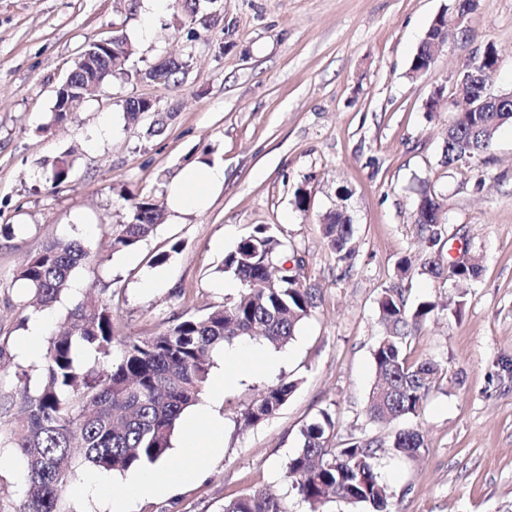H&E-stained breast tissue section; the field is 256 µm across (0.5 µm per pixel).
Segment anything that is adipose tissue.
Listing matches in <instances>:
<instances>
[{
    "label": "adipose tissue",
    "mask_w": 512,
    "mask_h": 512,
    "mask_svg": "<svg viewBox=\"0 0 512 512\" xmlns=\"http://www.w3.org/2000/svg\"><path fill=\"white\" fill-rule=\"evenodd\" d=\"M224 184V167L220 164L186 168L169 186L167 205L173 215L206 210L215 190ZM205 409H198L185 419V434L175 466L160 465L132 476L123 495L111 498L112 512H131L135 502L148 497L167 495L195 480L206 468V460L222 447L223 435L217 427L201 432L200 421Z\"/></svg>",
    "instance_id": "1"
}]
</instances>
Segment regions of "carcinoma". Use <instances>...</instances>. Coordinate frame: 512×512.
<instances>
[{
	"label": "carcinoma",
	"mask_w": 512,
	"mask_h": 512,
	"mask_svg": "<svg viewBox=\"0 0 512 512\" xmlns=\"http://www.w3.org/2000/svg\"><path fill=\"white\" fill-rule=\"evenodd\" d=\"M133 46L118 35L104 48L91 42L79 52L74 67L82 79L101 88L111 78L130 74L128 64L111 66L112 56L130 59ZM182 64L170 60L137 73L143 79L167 80ZM488 112H458L448 128V164L467 153L490 159L498 129L512 123V112L488 105ZM72 162L62 157L52 170V183L68 179ZM415 212L419 240L436 246L443 228L433 223L441 208L436 194L425 188ZM126 224L110 227L112 252L136 249L154 233L164 210L150 196L128 199ZM322 230L339 259L353 256L354 235L350 216L329 211L322 216ZM284 244L266 226H258L224 258V272L240 285L238 294L225 299L202 316L178 320L149 336H119L112 319V289H100L105 298L97 304L76 302L66 316L67 326L51 335L39 365L40 380L30 389L29 375L21 400L14 404L16 421L6 442L16 449L26 472L24 512H66L64 493L75 465L81 462L106 472H125L164 458L171 436L184 411L197 402L209 380L213 355L242 336H261L282 347L295 337L299 325L317 307V290L303 285L299 275L288 274L282 261ZM91 252L80 242L61 239L35 253L17 272V279L34 293L39 308L51 307L71 290L74 271L87 265ZM421 274L445 279L461 288L477 278V266L444 263L441 253L423 256ZM438 310L432 300L407 304L403 289L394 285L378 299V318L385 329L373 350L376 382L367 400L374 421L416 417L426 393L436 380L440 365L434 361L410 363L411 338ZM96 353L93 364L80 362L78 352ZM295 384L281 381L265 389L243 413L246 425L275 414L291 396ZM335 419L326 410L300 431L299 446L288 461L287 477L298 494L319 512L332 498L347 504H364L371 512H397L388 486L376 469L373 439L355 440L345 448L330 446ZM388 447L413 457L423 447L420 433L401 429ZM224 512H287L279 498L247 492L230 500Z\"/></svg>",
	"instance_id": "obj_1"
}]
</instances>
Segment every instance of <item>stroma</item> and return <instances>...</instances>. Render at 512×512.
Masks as SVG:
<instances>
[{"mask_svg":"<svg viewBox=\"0 0 512 512\" xmlns=\"http://www.w3.org/2000/svg\"><path fill=\"white\" fill-rule=\"evenodd\" d=\"M198 2L210 22L192 37L189 24L173 23L175 0L156 12L146 0H0V225L14 227L0 236V425L13 419L17 373L38 375V360L20 349L38 312L16 271L45 243L77 240L92 255L50 308L52 325L107 283L119 332L146 336L223 304L226 252L268 225L285 257L301 260L317 307L281 348L278 369H235L217 401L201 394L223 428L222 450L202 478L177 495L142 499L134 512H224L256 489L276 494L287 512H309L286 476L304 425L332 413L335 448L396 431L366 412L382 290L401 283L411 304L444 302L452 291L415 273L397 277L402 257L427 251L414 226L426 181L443 202V257L475 258L480 274L461 316L433 318L412 338L411 360L438 361L444 372L409 422L424 439L419 456L379 449L377 471L399 512H512V125L499 129L488 164L444 159L457 69L494 45L489 91L512 93V0H477L467 33L419 78L409 74L412 59L454 0ZM119 32L135 49L132 77L112 78L64 125H51L55 90L79 50ZM169 59L184 65L172 83L143 78ZM141 97L156 109L129 123L125 102ZM64 155L73 172L56 186L50 170ZM204 161L224 166L206 211L165 216L134 251L107 248L108 226L129 219L127 196L166 202L171 181ZM342 186L355 247L344 262L318 224ZM300 187L305 213L294 205ZM161 251L168 260L151 265ZM283 380L295 385L288 402L242 426L251 401ZM24 502L22 466L1 443L0 512H23Z\"/></svg>","mask_w":512,"mask_h":512,"instance_id":"stroma-1","label":"stroma"}]
</instances>
